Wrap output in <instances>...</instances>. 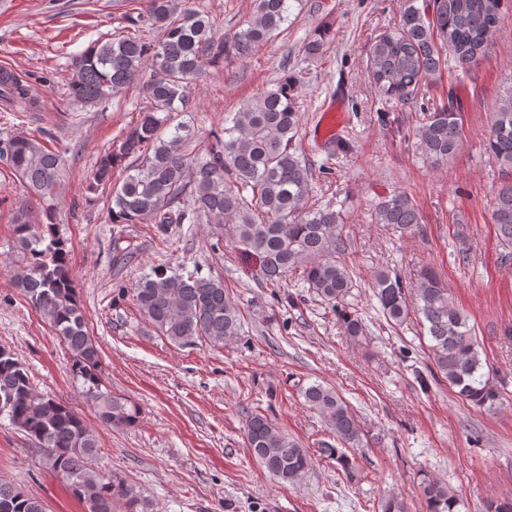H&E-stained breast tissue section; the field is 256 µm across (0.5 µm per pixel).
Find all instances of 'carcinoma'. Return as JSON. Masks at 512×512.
Masks as SVG:
<instances>
[{"mask_svg": "<svg viewBox=\"0 0 512 512\" xmlns=\"http://www.w3.org/2000/svg\"><path fill=\"white\" fill-rule=\"evenodd\" d=\"M404 0L398 28L379 35L370 48V68L377 89L390 99L409 100L422 84L438 77L452 53L455 66L467 71L484 55L500 22V0H434L432 12ZM290 0H254L246 26L219 38L214 22L189 0H148L150 25L161 31L151 40L146 25L129 18L128 30L96 40L71 63L69 92L80 104L97 105L127 86L142 84L146 105L119 149L101 155L88 192L111 189L112 224H153L166 241L172 224H213L226 240L254 252L263 276L280 285L298 275L303 286L336 314L353 342L367 339L364 318L354 304L352 271L341 260L347 250L344 209L312 201L311 164L297 145L299 106L295 78L265 90L224 119V134L213 135L204 156L182 150L190 129L175 122L188 108L192 86L224 60L248 58L256 48L283 32ZM149 78H144L146 70ZM0 99L21 110L33 107L26 79L0 71ZM415 138L433 165L448 162L462 143L459 114L440 105L424 113ZM484 150L503 172L512 171V85L492 115ZM51 215L63 176L62 152L36 136L0 137V158ZM134 158L121 183L114 170ZM372 222L402 234L413 233L421 216L412 198L397 192L373 206ZM502 260H512V181L501 184L493 200ZM14 241L24 266L15 275L28 302L49 322L71 357V371L82 394L91 400L99 421L113 428L140 421L137 403L116 396L103 384L99 349L90 336L70 273L69 251L55 225L31 221L24 209L12 216ZM132 251L112 238V261L127 264ZM379 312L401 326L415 314L430 337L431 376L448 384L460 398L493 406L500 390L484 372L481 346L468 316L456 308L448 288L431 267L406 284L390 269L374 279ZM132 299L139 315L178 345L203 340L222 346L240 335L238 306L224 292V281L198 271L169 275L157 271L140 280ZM304 403L321 415L336 445L321 449L346 474L353 465L343 452L361 443L358 416L335 389L321 383L300 388ZM0 415L37 449L43 468L57 474L87 512H157L139 487L114 473L91 467L100 451L97 436L67 403L35 390L13 351L0 347ZM245 446L274 478L291 485L309 471L308 449L263 413H246ZM427 512H460L463 501L448 483L429 474L418 483ZM0 512H47L45 503L22 488L0 483Z\"/></svg>", "mask_w": 512, "mask_h": 512, "instance_id": "cac0c4a2", "label": "carcinoma"}]
</instances>
